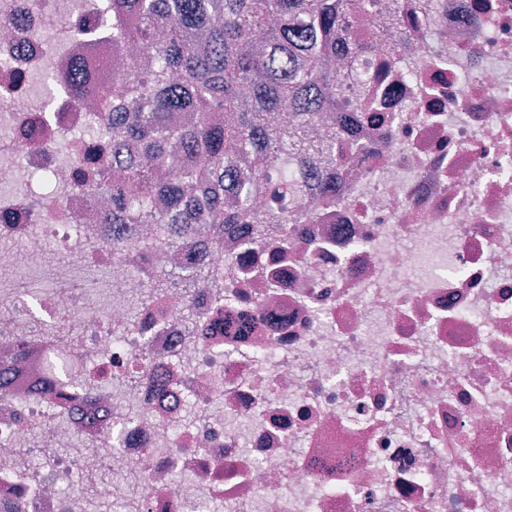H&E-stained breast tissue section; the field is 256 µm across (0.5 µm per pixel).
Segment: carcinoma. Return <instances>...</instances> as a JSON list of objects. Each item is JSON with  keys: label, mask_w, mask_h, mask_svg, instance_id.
<instances>
[{"label": "carcinoma", "mask_w": 512, "mask_h": 512, "mask_svg": "<svg viewBox=\"0 0 512 512\" xmlns=\"http://www.w3.org/2000/svg\"><path fill=\"white\" fill-rule=\"evenodd\" d=\"M108 7L112 49L134 46L146 64L112 80L110 95L104 81L79 72L68 90L74 101L97 97L100 111L112 113L111 122L94 121L87 132L112 139V165L126 176L109 183L103 169L74 175L78 187L112 195V207L98 216L112 225V245L142 224L155 250L202 229L219 241L224 226L253 224L257 237L274 235L288 246V225L300 216L285 198L307 194L288 161L304 168L314 154L329 159L313 174L315 209L331 202L330 187L345 174L336 165L341 130L324 118L336 111V73L325 68L324 52L351 42V21L372 12L375 0H108ZM278 112L293 113V121L273 123ZM320 123L324 132L311 138L309 127ZM228 140L239 162L253 165L252 178L224 160ZM173 142L183 167L163 181L157 171ZM145 155L154 167L139 163ZM201 158L209 166L205 182L195 174ZM257 197L266 202L262 216ZM205 270L152 265L160 281H189Z\"/></svg>", "instance_id": "cac0c4a2"}]
</instances>
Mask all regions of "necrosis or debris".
Listing matches in <instances>:
<instances>
[{
  "label": "necrosis or debris",
  "mask_w": 512,
  "mask_h": 512,
  "mask_svg": "<svg viewBox=\"0 0 512 512\" xmlns=\"http://www.w3.org/2000/svg\"><path fill=\"white\" fill-rule=\"evenodd\" d=\"M377 3L334 202L186 295L70 180L112 149L62 90L101 0H0V512H87L76 473L131 512H512V0H410L383 43Z\"/></svg>",
  "instance_id": "necrosis-or-debris-1"
}]
</instances>
